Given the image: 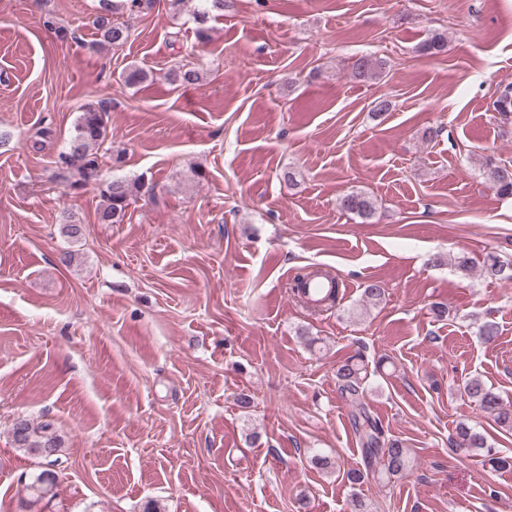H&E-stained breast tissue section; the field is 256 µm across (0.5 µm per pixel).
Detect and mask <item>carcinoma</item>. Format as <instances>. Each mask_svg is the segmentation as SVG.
Returning <instances> with one entry per match:
<instances>
[{
    "label": "carcinoma",
    "mask_w": 512,
    "mask_h": 512,
    "mask_svg": "<svg viewBox=\"0 0 512 512\" xmlns=\"http://www.w3.org/2000/svg\"><path fill=\"white\" fill-rule=\"evenodd\" d=\"M150 0H97L95 26L99 39L92 44L95 49L118 50L130 39L129 26L115 18L121 10L138 12L149 6ZM227 0H199L194 10L198 24L196 37L199 42L210 40L209 18L215 14H224L228 8ZM353 77L364 81H376L385 77L384 64L370 57L361 56L352 64ZM169 80L174 84L191 85L198 81V71L187 65H179L168 72ZM493 110L503 118L512 116V89L506 88L493 102ZM110 109L103 102H88L81 106L80 114L74 125L67 148L55 161L54 179L71 189L84 186L89 180L100 175L102 169L121 162V156L114 155L105 147L107 124ZM486 180L504 196H512V164H491L485 170ZM140 191L138 182L123 178H112L100 182L101 207L97 212L100 224H120L126 217L127 210ZM344 210L358 216L364 221L375 214V202L362 192H351L341 201ZM482 274L486 278L512 282V259L505 260L491 255L483 263ZM338 391L342 398L353 406L351 425L361 445V467L346 472V478L352 485L366 479L385 487L391 480L407 474L412 467L410 449L404 442L386 434L381 422L372 414L370 408L361 401L367 381V369L363 365V356L350 358L336 370ZM463 390L467 398L478 404L480 409L492 416L500 427L512 429V408L503 403L500 396L477 378L464 382ZM458 445L466 448H483L485 440L482 435L471 428L461 425L457 428ZM12 437L15 447L38 455L48 463H53L50 456L57 455L61 441L50 423L33 425L22 419L13 424ZM51 450L52 455L45 454ZM55 478L49 470L33 477L28 488L36 499H42L53 491Z\"/></svg>",
    "instance_id": "1"
}]
</instances>
